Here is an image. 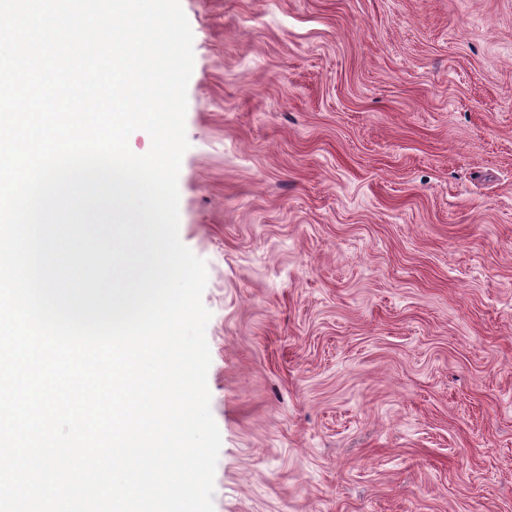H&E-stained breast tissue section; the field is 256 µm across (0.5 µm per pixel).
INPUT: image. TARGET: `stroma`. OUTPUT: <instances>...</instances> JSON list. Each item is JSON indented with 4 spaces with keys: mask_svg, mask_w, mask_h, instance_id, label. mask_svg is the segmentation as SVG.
I'll use <instances>...</instances> for the list:
<instances>
[{
    "mask_svg": "<svg viewBox=\"0 0 512 512\" xmlns=\"http://www.w3.org/2000/svg\"><path fill=\"white\" fill-rule=\"evenodd\" d=\"M214 512H512V0H181Z\"/></svg>",
    "mask_w": 512,
    "mask_h": 512,
    "instance_id": "obj_1",
    "label": "stroma"
}]
</instances>
